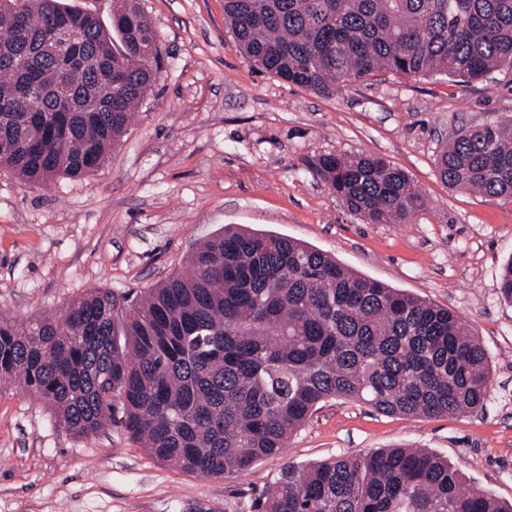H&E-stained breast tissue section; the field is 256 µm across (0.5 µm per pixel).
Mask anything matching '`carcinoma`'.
I'll list each match as a JSON object with an SVG mask.
<instances>
[{
	"label": "carcinoma",
	"mask_w": 512,
	"mask_h": 512,
	"mask_svg": "<svg viewBox=\"0 0 512 512\" xmlns=\"http://www.w3.org/2000/svg\"><path fill=\"white\" fill-rule=\"evenodd\" d=\"M110 26L63 0H0V166L48 184L100 169L161 69L137 0ZM257 69L321 95L375 73L475 81L512 66V0H224ZM72 39L56 45L57 30ZM155 49L154 60L145 49ZM112 52L86 68L78 59ZM98 87L88 112L59 95ZM448 187L512 198V119L461 129ZM317 176L366 224L424 205L385 159L324 153ZM512 303V260L500 278ZM488 353L456 312L359 276L297 240L234 225L136 301L94 289L57 317L0 316V393L18 387L78 437L119 424L157 460L221 477L275 455L322 402L408 417L483 410ZM251 512H512L448 461L388 448L284 467Z\"/></svg>",
	"instance_id": "obj_1"
}]
</instances>
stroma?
Wrapping results in <instances>:
<instances>
[{
    "label": "stroma",
    "instance_id": "obj_1",
    "mask_svg": "<svg viewBox=\"0 0 512 512\" xmlns=\"http://www.w3.org/2000/svg\"><path fill=\"white\" fill-rule=\"evenodd\" d=\"M165 63L98 171L29 184L0 169V314L59 313L89 289L137 298L237 224L298 239L352 271L448 307L488 352L484 410L403 417L322 403L281 454L207 477L162 463L119 426L90 437L0 392V512H250L289 462L392 447L447 458L467 486L512 502V200L448 188L436 159L457 130L512 117V67L488 78L378 74L319 95L259 71L224 0H138ZM380 156L425 198L405 224H366L312 173L324 153Z\"/></svg>",
    "mask_w": 512,
    "mask_h": 512
}]
</instances>
